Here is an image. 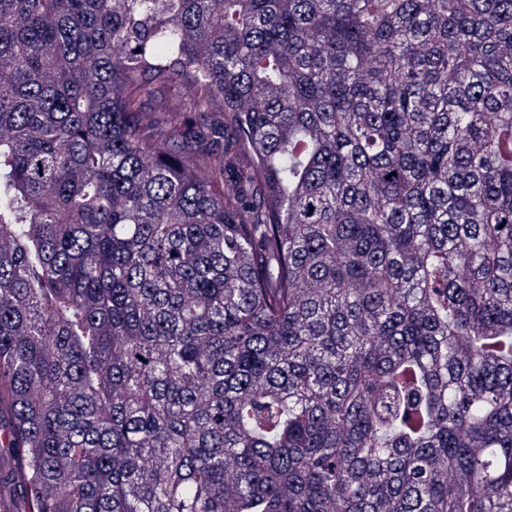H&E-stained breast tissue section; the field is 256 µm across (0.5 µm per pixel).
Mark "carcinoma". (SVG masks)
<instances>
[{
	"mask_svg": "<svg viewBox=\"0 0 512 512\" xmlns=\"http://www.w3.org/2000/svg\"><path fill=\"white\" fill-rule=\"evenodd\" d=\"M0 448V512H512V0H0Z\"/></svg>",
	"mask_w": 512,
	"mask_h": 512,
	"instance_id": "carcinoma-1",
	"label": "carcinoma"
}]
</instances>
